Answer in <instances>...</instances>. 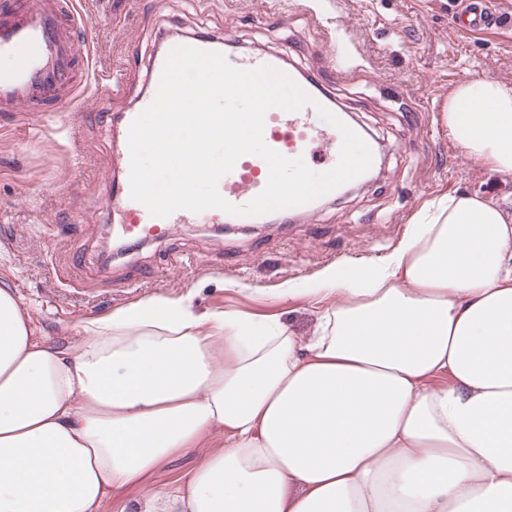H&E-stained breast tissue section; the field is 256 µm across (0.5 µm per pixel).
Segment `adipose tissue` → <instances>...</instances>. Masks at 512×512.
<instances>
[{"instance_id": "adipose-tissue-1", "label": "adipose tissue", "mask_w": 512, "mask_h": 512, "mask_svg": "<svg viewBox=\"0 0 512 512\" xmlns=\"http://www.w3.org/2000/svg\"><path fill=\"white\" fill-rule=\"evenodd\" d=\"M443 119L512 178V86L459 81ZM298 296L325 305L304 338L188 292L89 318L63 351L0 283V512H102L214 431L144 512H512V210L442 196L385 257L275 299Z\"/></svg>"}]
</instances>
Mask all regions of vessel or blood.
Wrapping results in <instances>:
<instances>
[{
    "mask_svg": "<svg viewBox=\"0 0 512 512\" xmlns=\"http://www.w3.org/2000/svg\"><path fill=\"white\" fill-rule=\"evenodd\" d=\"M85 22V15L75 10L74 0H11L0 12V112H35L47 102L78 98L80 85L74 70L76 33ZM456 22L459 29L470 32L491 27L507 29L512 27V15L476 7L459 14ZM181 45L223 52L228 62L238 68L268 65L290 77L298 75L296 67L281 55L227 50L218 40L172 35L158 43L150 63L147 93L135 105L113 116L119 131L116 138L119 166L106 206L116 215L121 234L134 241L164 235L171 225L194 224L203 217L213 224L249 221L248 216L231 215L215 208L201 215L178 210L157 217L130 197L129 127L153 100L169 51ZM301 87L312 97V104L297 111L269 109L265 115V143L290 159L307 157L309 145L315 144L331 160H338L342 134L317 112L318 106H330V99L321 85L305 81ZM268 177L269 168L264 159L245 155L221 178L218 190L228 202L243 205L263 191Z\"/></svg>",
    "mask_w": 512,
    "mask_h": 512,
    "instance_id": "obj_1",
    "label": "vessel or blood"
}]
</instances>
